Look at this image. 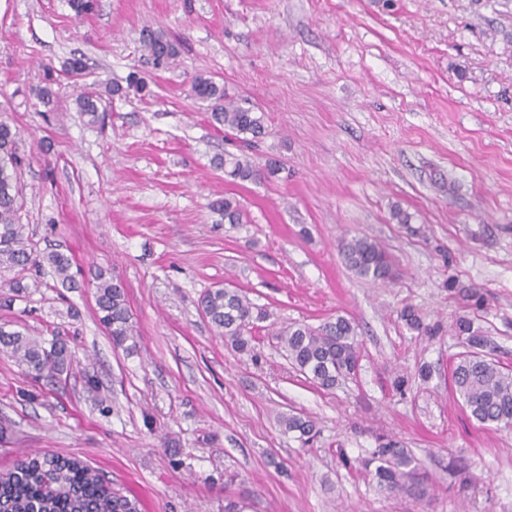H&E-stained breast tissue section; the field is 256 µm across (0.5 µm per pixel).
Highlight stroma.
I'll use <instances>...</instances> for the list:
<instances>
[{
  "instance_id": "obj_1",
  "label": "stroma",
  "mask_w": 512,
  "mask_h": 512,
  "mask_svg": "<svg viewBox=\"0 0 512 512\" xmlns=\"http://www.w3.org/2000/svg\"><path fill=\"white\" fill-rule=\"evenodd\" d=\"M148 27L179 40L171 68L142 67ZM75 53L90 75L37 112L43 64ZM137 67L150 96L113 97L102 125L79 112ZM199 75L264 113L259 142L215 130L190 91ZM0 109L28 160L21 221L75 275L0 306V323L60 328L75 353L56 387L0 354V473L29 453L73 457L142 512H222L238 493L254 512H512V427L478 423L449 386L461 306L446 288H482L477 317L512 367V0H95L79 24L68 0H0ZM227 152L281 172L227 181ZM224 197L243 223L210 210ZM344 237L383 245L399 278H358ZM100 269L126 289L136 350L96 318ZM222 286L269 314L254 356L201 310ZM407 304L440 334L410 331ZM339 315L359 326V369L324 391L269 332ZM293 411L320 430L309 447L279 425ZM381 435L435 476L424 499L380 493L361 468Z\"/></svg>"
}]
</instances>
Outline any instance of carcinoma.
Returning <instances> with one entry per match:
<instances>
[{"instance_id": "carcinoma-1", "label": "carcinoma", "mask_w": 512, "mask_h": 512, "mask_svg": "<svg viewBox=\"0 0 512 512\" xmlns=\"http://www.w3.org/2000/svg\"><path fill=\"white\" fill-rule=\"evenodd\" d=\"M143 56L154 69L173 65L179 50L177 44L162 31L147 29L142 37ZM59 84L54 68L45 69L43 85L35 90L36 99L47 105L56 96L53 86ZM135 91L142 96L152 92L146 79L132 72L126 85L113 84L105 88L107 99ZM192 95L208 103L215 125L235 138L250 142L265 134L263 115L229 97L224 88L199 76L191 82ZM79 111L91 116V121H105L107 110L97 105L91 96L77 100ZM25 155L20 153L18 133L8 118L0 116V291L10 292L4 301L27 292L33 270L48 266L63 288L71 287L72 259L61 251L44 252L38 242L19 223L24 205L21 184ZM224 176L232 181H252L261 176L271 179L280 167L269 162L256 168L240 155L226 153ZM212 209L224 216L229 224L243 223V213L237 201L226 197L212 203ZM340 252L349 269L362 279L377 283L395 280L397 271L391 255L378 243L365 238L343 239ZM95 311L100 324L112 336L116 348L133 350L138 344V331L132 320L123 285L95 274ZM448 292L459 298L463 312L456 316L452 328L462 339L464 351L457 354L450 368L451 387L462 400L470 416L482 424L512 423V369L500 366L484 352L487 338L482 327L475 324L471 313L485 307V294L480 288L465 287L455 278H448ZM206 317L221 330L224 340L238 353L254 352L258 323L268 318L267 310L250 302L235 288L208 290L201 299ZM400 319L405 326L423 336H436L437 324L424 322L419 311L404 306ZM51 339L27 336L0 326V352L9 354L23 374L49 382H58L72 368L74 354L59 328L47 330ZM276 347L290 364L312 384L326 390L353 374L360 358L357 327L342 315L313 327L292 322L272 334ZM284 433L294 434L301 446L313 443L319 434L313 419L300 413L281 416ZM377 489L386 494L403 493L422 499L433 485V477L424 470L411 452L395 439L382 437L369 458L362 461ZM0 512H140L139 502L112 488L96 470L82 461L49 452L24 456L12 470L0 475Z\"/></svg>"}]
</instances>
